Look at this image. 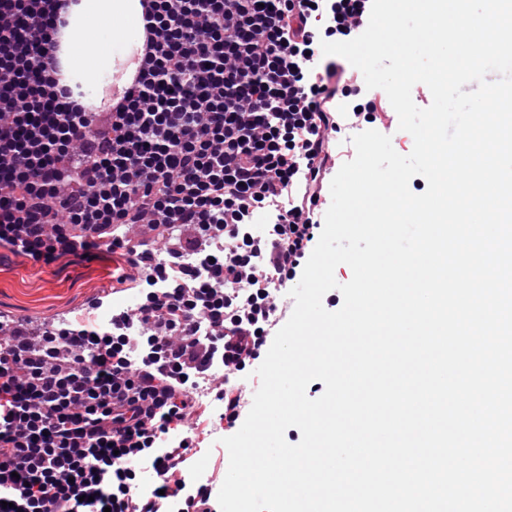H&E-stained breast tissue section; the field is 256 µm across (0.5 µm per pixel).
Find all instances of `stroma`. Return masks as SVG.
I'll list each match as a JSON object with an SVG mask.
<instances>
[{"mask_svg": "<svg viewBox=\"0 0 512 512\" xmlns=\"http://www.w3.org/2000/svg\"><path fill=\"white\" fill-rule=\"evenodd\" d=\"M112 286V259L102 255L92 259L72 257L51 264L34 263L0 248V314L25 315L32 320L57 324L86 312L98 296ZM205 411L193 436L202 438V455L207 459L208 472L223 477L224 461L212 454L218 441L214 431L221 419L215 411L214 398L204 400Z\"/></svg>", "mask_w": 512, "mask_h": 512, "instance_id": "obj_1", "label": "stroma"}]
</instances>
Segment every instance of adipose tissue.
Returning a JSON list of instances; mask_svg holds the SVG:
<instances>
[{"label":"adipose tissue","mask_w":512,"mask_h":512,"mask_svg":"<svg viewBox=\"0 0 512 512\" xmlns=\"http://www.w3.org/2000/svg\"><path fill=\"white\" fill-rule=\"evenodd\" d=\"M65 24L57 35L59 85L71 101L91 109L104 98V77L117 75L118 87L129 86L135 75L130 58L141 44L144 19L139 0H71ZM96 41H88L90 31Z\"/></svg>","instance_id":"1"}]
</instances>
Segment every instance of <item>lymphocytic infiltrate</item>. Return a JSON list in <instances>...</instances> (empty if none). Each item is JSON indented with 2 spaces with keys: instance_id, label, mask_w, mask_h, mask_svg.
<instances>
[{
  "instance_id": "1",
  "label": "lymphocytic infiltrate",
  "mask_w": 512,
  "mask_h": 512,
  "mask_svg": "<svg viewBox=\"0 0 512 512\" xmlns=\"http://www.w3.org/2000/svg\"><path fill=\"white\" fill-rule=\"evenodd\" d=\"M371 3L141 0L136 74L97 127L48 55L67 0H0V246L50 263L130 224L194 231L159 259L113 239L146 275L114 285L138 304L111 329L5 337L0 512H219L213 480L184 479V418L203 381L225 433L252 406L241 377L291 315L282 290L316 245L334 144L360 129L349 66L321 40L359 36Z\"/></svg>"
}]
</instances>
